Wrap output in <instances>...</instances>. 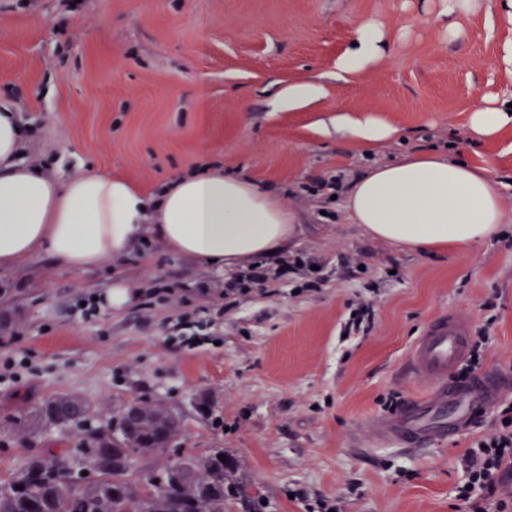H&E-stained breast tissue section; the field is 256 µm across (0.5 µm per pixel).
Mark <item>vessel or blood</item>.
<instances>
[{"label":"vessel or blood","instance_id":"vessel-or-blood-1","mask_svg":"<svg viewBox=\"0 0 512 512\" xmlns=\"http://www.w3.org/2000/svg\"><path fill=\"white\" fill-rule=\"evenodd\" d=\"M471 341L465 315L438 314L414 344L410 359L411 377L425 383L427 393L411 398L395 413L369 417L356 428L354 440L425 451L490 414L512 392V380L487 371L456 381L453 374Z\"/></svg>","mask_w":512,"mask_h":512}]
</instances>
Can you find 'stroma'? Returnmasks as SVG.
<instances>
[{"label":"stroma","instance_id":"35a3bbf8","mask_svg":"<svg viewBox=\"0 0 512 512\" xmlns=\"http://www.w3.org/2000/svg\"><path fill=\"white\" fill-rule=\"evenodd\" d=\"M442 0H0V103L20 111L27 156L61 177L121 175L148 192L204 167L278 191L299 216L296 246L269 268L312 258L321 288L281 277L225 293L226 275L148 244L121 262L137 292L165 300L74 320L78 297L104 295L111 265L86 272L42 254L0 272V471L47 448H72L56 427L18 433L14 418L70 393L94 403L93 426L134 400L161 402L183 421L180 444L234 454L269 501L267 512H456L461 460L495 421L421 452L353 448L355 423L393 413L423 393L404 375L412 347L439 313L457 311L482 339L479 370L512 376V222L473 250L402 252L349 223L324 182L348 183L371 162L445 150L489 169L512 214V128L475 139L477 106L512 97L498 62L512 40L501 0L439 19ZM375 23L386 54L371 71L337 77L336 60L360 22ZM457 24L462 36L447 34ZM313 81V110L278 109L289 84ZM372 112L398 129L356 150L330 123ZM214 306L211 341L181 345L174 326L190 305ZM371 305L369 332L344 333Z\"/></svg>","mask_w":512,"mask_h":512}]
</instances>
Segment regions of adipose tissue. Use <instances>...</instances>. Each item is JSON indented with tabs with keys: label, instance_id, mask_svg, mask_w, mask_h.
Here are the masks:
<instances>
[{
	"label": "adipose tissue",
	"instance_id": "ef3b65f1",
	"mask_svg": "<svg viewBox=\"0 0 512 512\" xmlns=\"http://www.w3.org/2000/svg\"><path fill=\"white\" fill-rule=\"evenodd\" d=\"M355 40L337 61L339 75L359 74L385 55L375 24L361 23ZM333 123L367 150L398 133L374 113L340 112ZM20 125L14 107L0 106V270L46 253L66 269L90 271L150 241L232 275L298 236L295 212L249 176L207 168L154 194L96 172L64 180L52 165L23 157ZM341 207L370 239L411 252L482 246L497 237L505 216L486 169L443 151L367 166L342 191Z\"/></svg>",
	"mask_w": 512,
	"mask_h": 512
}]
</instances>
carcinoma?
<instances>
[{"mask_svg": "<svg viewBox=\"0 0 512 512\" xmlns=\"http://www.w3.org/2000/svg\"><path fill=\"white\" fill-rule=\"evenodd\" d=\"M96 414L82 397L59 394L16 421L73 428L77 445L34 455L0 478V512H265V496L232 454L178 447L182 419L163 404L133 402L106 430L89 427ZM169 450L175 456L164 466H137Z\"/></svg>", "mask_w": 512, "mask_h": 512, "instance_id": "carcinoma-1", "label": "carcinoma"}]
</instances>
